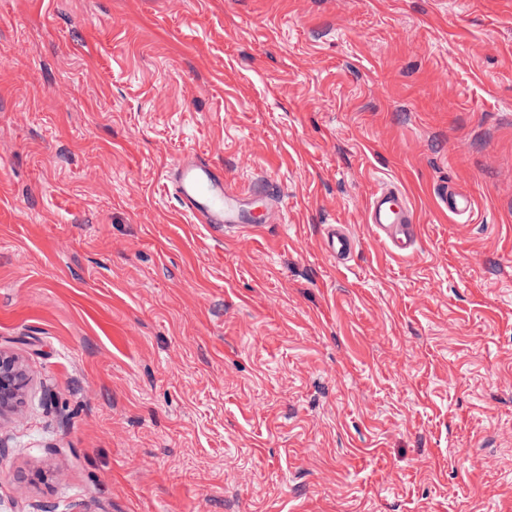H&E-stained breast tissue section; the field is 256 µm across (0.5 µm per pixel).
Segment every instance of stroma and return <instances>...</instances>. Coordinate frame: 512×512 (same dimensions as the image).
Returning <instances> with one entry per match:
<instances>
[{
  "label": "stroma",
  "instance_id": "stroma-1",
  "mask_svg": "<svg viewBox=\"0 0 512 512\" xmlns=\"http://www.w3.org/2000/svg\"><path fill=\"white\" fill-rule=\"evenodd\" d=\"M0 349V512H512V0H0ZM171 188L193 223L245 233L269 223L267 193L233 188L224 181V171L197 154H186L177 162ZM367 222L392 254L406 256L413 251L419 225L407 195L399 188L389 187L374 194ZM440 200L445 207H448V212L452 214L470 213L473 209V202L470 197L448 187L442 189ZM321 244L324 252L338 262L346 260L355 246L344 224L323 225ZM28 384L27 373L18 358L0 349V418L12 411Z\"/></svg>",
  "mask_w": 512,
  "mask_h": 512
}]
</instances>
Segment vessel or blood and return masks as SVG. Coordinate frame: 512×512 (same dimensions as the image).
Returning a JSON list of instances; mask_svg holds the SVG:
<instances>
[{
  "label": "vessel or blood",
  "instance_id": "b4317fda",
  "mask_svg": "<svg viewBox=\"0 0 512 512\" xmlns=\"http://www.w3.org/2000/svg\"><path fill=\"white\" fill-rule=\"evenodd\" d=\"M171 188L183 212L193 221L235 232H251L263 228L269 218L267 193L252 189L233 188L224 173L199 155H184L175 165ZM440 200L449 213L458 214L473 209L467 195L454 189H443ZM367 221L392 254L405 256L417 241V218L407 195L396 187L380 190L372 197ZM324 252L344 261L354 248V242L342 224L324 225Z\"/></svg>",
  "mask_w": 512,
  "mask_h": 512
}]
</instances>
